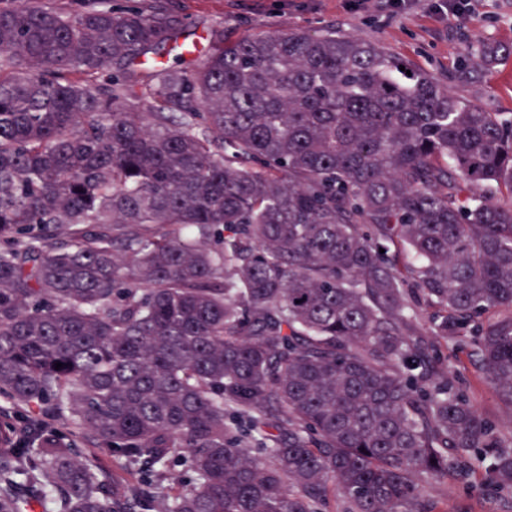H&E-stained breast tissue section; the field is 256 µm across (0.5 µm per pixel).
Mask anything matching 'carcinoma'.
<instances>
[{"instance_id":"obj_1","label":"carcinoma","mask_w":512,"mask_h":512,"mask_svg":"<svg viewBox=\"0 0 512 512\" xmlns=\"http://www.w3.org/2000/svg\"><path fill=\"white\" fill-rule=\"evenodd\" d=\"M184 25L169 0H0V397L27 415L0 420V512L511 492L512 434L437 351L472 347L512 403V114L334 30H211L178 67Z\"/></svg>"}]
</instances>
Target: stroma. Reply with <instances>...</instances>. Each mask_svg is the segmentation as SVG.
<instances>
[{"mask_svg": "<svg viewBox=\"0 0 512 512\" xmlns=\"http://www.w3.org/2000/svg\"><path fill=\"white\" fill-rule=\"evenodd\" d=\"M438 2L405 0L396 9L390 0H366L354 10L348 0H176L186 17V41L216 28L228 43L283 29L308 34L337 29L376 42L461 99L512 113V57L483 74L478 55L483 42L512 45V0H459L458 16L437 11ZM448 374L458 377L480 414L502 431L512 430V405L499 398L468 349L449 352ZM422 496L440 512H512V493H478L451 476L425 482Z\"/></svg>", "mask_w": 512, "mask_h": 512, "instance_id": "obj_1", "label": "stroma"}]
</instances>
